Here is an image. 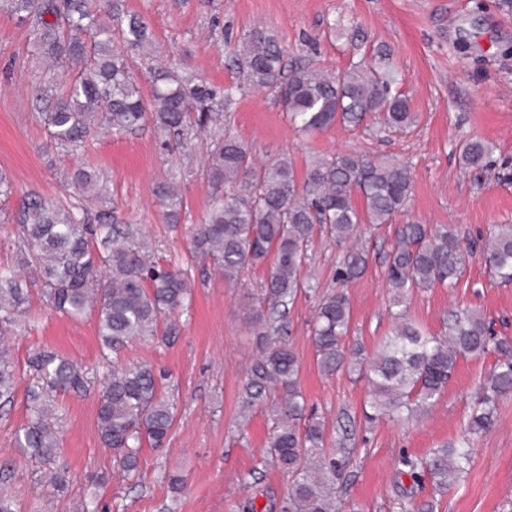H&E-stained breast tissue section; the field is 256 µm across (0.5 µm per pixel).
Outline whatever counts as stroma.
Returning <instances> with one entry per match:
<instances>
[{
	"label": "stroma",
	"mask_w": 512,
	"mask_h": 512,
	"mask_svg": "<svg viewBox=\"0 0 512 512\" xmlns=\"http://www.w3.org/2000/svg\"><path fill=\"white\" fill-rule=\"evenodd\" d=\"M124 3L147 25L158 56L181 61L221 87L238 84L232 57L243 37L256 30L282 43L287 63L330 74L386 50L417 115L406 131L380 134L338 124L303 134L270 92L257 90L236 95L222 124L249 146L255 163L286 155L301 178L315 161L345 151L405 162L412 172L410 217L452 225L472 245L494 225L512 224V0ZM67 74V68L36 55L27 30L0 12V170L13 184L12 194L0 202V265L16 263L25 198L80 202L72 181L75 169H97L105 192L89 204V213L109 211L117 223L136 225L161 260L188 272L190 293L179 312L176 340H135L118 355L119 362L163 372L160 392L176 415L163 447H144L136 476L127 479L98 435L100 385L56 394L63 415L57 465L76 480L67 497L36 495L39 472L14 442L28 416V357L48 349L92 369L101 350L95 312L62 315L35 290L7 335L17 379L12 397L0 400V469L21 512H76L91 499L98 512H263L288 488L286 476L265 461L273 431L269 408L259 404L249 419L239 416L242 387L257 355L250 333L252 298L264 272L254 270L230 286L190 256L192 230L203 222L216 192L203 175L210 139L192 134L181 149L149 127L101 136L84 150L67 151L50 138L33 107L34 81L56 82ZM470 138L488 145L486 168L462 167L458 145ZM162 182L180 190V223L162 220L156 195ZM394 235L391 224L363 233L368 264L347 288L353 313L348 343L368 354L391 326L384 270ZM341 256V247L315 239L309 268L319 291L334 287ZM316 303V297L301 296L289 305L287 340L301 363L307 413L324 420L343 443L336 454L344 462L336 482L341 512H395L401 502L409 512H421L427 502L433 512H512V396L500 400L493 425L474 443L467 474L447 492L436 493L428 476L414 480L396 471L400 455L423 458L456 439L495 354L460 360L445 393L419 419L369 423L363 416L366 382L345 371L324 375L316 365L311 339ZM408 306L410 316L432 334L442 333L450 312L475 309L491 320L493 336L512 339V284L497 282L478 257L470 260L456 288L415 292ZM173 474L184 480L181 492L169 484Z\"/></svg>",
	"instance_id": "35a3bbf8"
}]
</instances>
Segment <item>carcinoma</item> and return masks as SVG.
Instances as JSON below:
<instances>
[{
    "mask_svg": "<svg viewBox=\"0 0 512 512\" xmlns=\"http://www.w3.org/2000/svg\"><path fill=\"white\" fill-rule=\"evenodd\" d=\"M5 11L24 26L40 57L77 67L66 83L35 89L34 109L56 144L77 151L106 133H131L146 124L178 142L193 127L208 131L211 149L204 175L225 187L213 199L204 223L192 237V256L212 262L224 282L265 264L269 273L255 298L250 318L259 354L243 385L241 411L247 412L278 392L273 400L275 427L267 457L290 478L278 512H336V441L324 421L306 414L299 387L300 363L284 338L288 305L313 290L306 272L314 237L338 245L360 236L361 226L392 223L408 207V165L344 152L314 163L304 180L284 155L271 163H254L247 145L221 124L233 103V91L271 89L291 122L303 133L323 132L335 124L356 128L375 124L388 132L409 129L416 120L410 100L397 90L396 71L385 63L353 62L329 77L310 65L285 69V49L272 35L255 30L245 50L233 59L241 82L217 88L172 65L151 71L150 97L142 95L133 67L136 56L154 55L152 34L123 0H0ZM489 150L478 139L465 141L459 158L466 168L487 166ZM82 194H102L99 174L89 166L74 173ZM169 224L179 223L182 196L169 183L157 189ZM20 263L30 276L0 267V398L14 393L16 365L3 342L22 316L29 288L38 285L46 302L71 317L97 312V330L105 372L97 427L103 447L132 477L144 444L162 447L175 419L173 404L160 394L159 379L146 364L110 363L137 339L176 338L173 315L187 294L185 273L152 257L143 235L132 224H112L98 215L92 228L85 209L31 196L19 217ZM473 254L446 224L406 220L397 226L387 254L385 278L392 292V328L371 357L346 346L351 332V305L343 291L364 273L368 256L347 249L336 271L339 289L319 299L312 341L320 371L332 376L355 372L369 384L365 417L424 414L444 393L463 358L489 352L497 361L479 407L466 418L461 437L423 459L403 455L398 473L412 479L426 473L436 492L453 485L471 463L475 438L491 426L497 403L512 394V340L492 341L490 322L476 310L454 311L442 335L426 333L408 317L406 300L416 289L453 288ZM480 255L492 276L512 283V224H497L481 245ZM28 419L16 432L17 447L38 465L39 483L61 496L72 476L54 466L60 447V418L53 394L87 390L89 371L53 352L29 356Z\"/></svg>",
    "mask_w": 512,
    "mask_h": 512,
    "instance_id": "obj_1",
    "label": "carcinoma"
}]
</instances>
